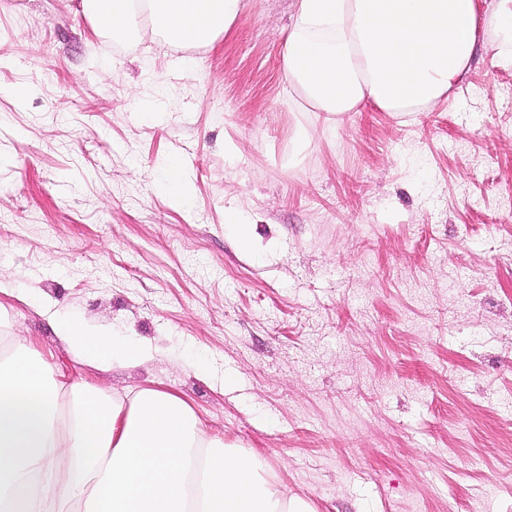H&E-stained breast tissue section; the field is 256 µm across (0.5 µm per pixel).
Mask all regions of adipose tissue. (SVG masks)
Wrapping results in <instances>:
<instances>
[{
	"label": "adipose tissue",
	"mask_w": 512,
	"mask_h": 512,
	"mask_svg": "<svg viewBox=\"0 0 512 512\" xmlns=\"http://www.w3.org/2000/svg\"><path fill=\"white\" fill-rule=\"evenodd\" d=\"M243 0H80L97 33L213 46ZM481 0H295L282 52L309 111L374 103L422 112L464 81L486 29ZM75 360L134 364L145 347L54 321ZM0 512H313L287 500L256 450L208 438L190 404L151 388L127 399L64 384L32 350L0 361Z\"/></svg>",
	"instance_id": "ef3b65f1"
}]
</instances>
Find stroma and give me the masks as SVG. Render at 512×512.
I'll return each mask as SVG.
<instances>
[{
	"label": "stroma",
	"mask_w": 512,
	"mask_h": 512,
	"mask_svg": "<svg viewBox=\"0 0 512 512\" xmlns=\"http://www.w3.org/2000/svg\"><path fill=\"white\" fill-rule=\"evenodd\" d=\"M244 2L195 49L95 34L78 0H0V356L179 395L315 512H512L496 31L431 111L368 103L337 123L283 81L293 0ZM57 314L150 356L78 363Z\"/></svg>",
	"instance_id": "1"
}]
</instances>
